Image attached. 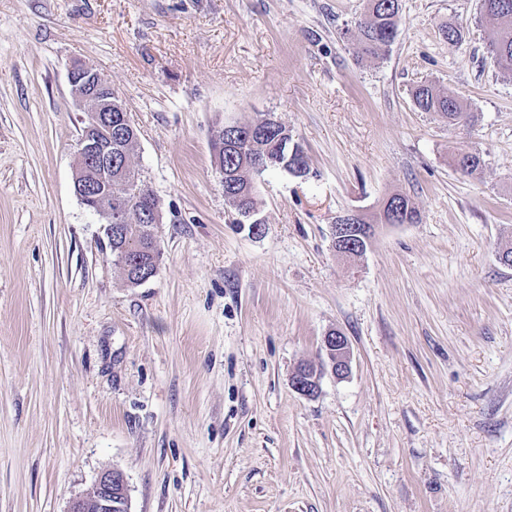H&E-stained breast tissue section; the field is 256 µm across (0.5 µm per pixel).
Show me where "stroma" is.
I'll return each instance as SVG.
<instances>
[{
    "mask_svg": "<svg viewBox=\"0 0 512 512\" xmlns=\"http://www.w3.org/2000/svg\"><path fill=\"white\" fill-rule=\"evenodd\" d=\"M364 2L0 0V512H67L105 469L130 512H512V77L479 0H402L375 61L353 37ZM76 58L121 98L162 204L136 287L74 194ZM428 81L478 122L417 111ZM267 113L310 173L265 172L253 236L211 137ZM466 145L480 179L453 166ZM394 193L421 223L380 225L346 263L337 215ZM327 366L336 379H344L351 373V350L346 336L340 331H329L322 339ZM292 386L301 395L313 396L310 394H316L319 390V375L311 366L302 364L292 376Z\"/></svg>",
    "mask_w": 512,
    "mask_h": 512,
    "instance_id": "obj_1",
    "label": "stroma"
}]
</instances>
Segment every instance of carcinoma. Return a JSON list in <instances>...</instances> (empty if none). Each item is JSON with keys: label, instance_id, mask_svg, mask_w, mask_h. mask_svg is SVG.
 <instances>
[{"label": "carcinoma", "instance_id": "carcinoma-1", "mask_svg": "<svg viewBox=\"0 0 512 512\" xmlns=\"http://www.w3.org/2000/svg\"><path fill=\"white\" fill-rule=\"evenodd\" d=\"M400 0H367L363 19L358 23V53L369 59H382L395 42L400 23ZM480 16L491 24L487 37L486 52L494 67L512 74V0H480ZM448 46L459 48L465 42L464 27L448 22L440 28ZM416 108L421 112L442 114L448 124H472L475 113L458 91H451L436 84L420 85L412 93ZM257 126L254 134L255 147L246 145L241 138L224 140V129L212 138L214 163L224 171V197L239 209H257L256 178L269 169H283L295 177L309 174L307 156L303 147L286 138L283 124L276 125L261 117L243 124V134ZM456 170L471 178L473 173H483L485 161L477 149L463 148L454 157ZM112 195L123 197L134 205L157 204L159 200L145 186L141 174L130 168L124 177L112 175ZM397 203L398 221L402 224H418L421 216L411 199L401 193L389 196ZM113 261L123 271L126 281L139 286L154 277L158 268L160 250L154 224H125L118 232H112L109 243Z\"/></svg>", "mask_w": 512, "mask_h": 512}]
</instances>
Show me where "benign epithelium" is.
I'll list each match as a JSON object with an SVG mask.
<instances>
[{
  "label": "benign epithelium",
  "instance_id": "obj_1",
  "mask_svg": "<svg viewBox=\"0 0 512 512\" xmlns=\"http://www.w3.org/2000/svg\"><path fill=\"white\" fill-rule=\"evenodd\" d=\"M71 94L86 112V123L96 127L112 123V113H120V125L131 127L129 117L123 115L125 107L118 95L99 96L91 88H107L110 83L93 66L75 63L69 70ZM74 192L81 204L96 215L107 237H112V225L130 224V209L123 200L112 201V170H125L127 152L112 155V140L102 141L83 136L74 147ZM377 229L375 224H335L332 243L336 253L349 260L362 256ZM326 365L336 379L351 373V350L346 336L340 331H329L322 339ZM293 389L304 396L319 390V375L307 364L299 366L292 376ZM128 498L125 475L119 470L100 472L90 492L74 498L68 512H113V497Z\"/></svg>",
  "mask_w": 512,
  "mask_h": 512
}]
</instances>
